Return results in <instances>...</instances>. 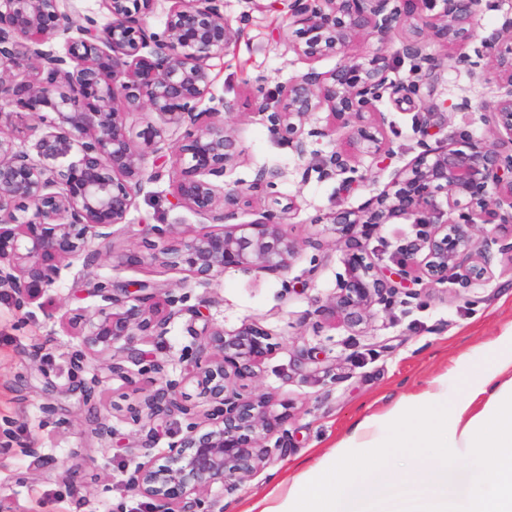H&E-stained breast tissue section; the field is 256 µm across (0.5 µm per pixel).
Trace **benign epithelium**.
Here are the masks:
<instances>
[{"label":"benign epithelium","instance_id":"7a95c632","mask_svg":"<svg viewBox=\"0 0 512 512\" xmlns=\"http://www.w3.org/2000/svg\"><path fill=\"white\" fill-rule=\"evenodd\" d=\"M77 0H0V102L15 108L12 134L0 135V293L22 309L60 276L63 262L83 258L93 265L112 238V226L125 223L144 183L159 177L148 159L161 151L164 132L151 124L131 134L126 115L147 109L169 125L191 126L171 152L177 203L205 217L190 237L171 227L148 229L162 241L151 255L207 285L226 271L282 274L297 254L298 242L284 229L288 207L268 211L251 223L238 221L249 195L274 185L279 173L256 171L246 184L224 182L240 157L235 136L221 115L226 100L208 110L199 105L211 93V61L224 56L237 31L224 15V0H168L160 31L143 16L158 0H101L110 20L92 17L78 24ZM498 8L495 0H290L291 48L314 62L339 57L336 68L293 76L278 85L277 102L256 115L302 158L314 139L336 136V149L318 168L324 179H365L358 158L383 151L384 121L354 124L365 113L381 114L384 97L402 95L426 102L423 87L438 79L442 58L429 51L437 43L446 58L480 83L494 73L496 99L480 107L495 134L489 145L464 140V148L426 141L430 122L415 124L422 151L394 179L391 189L365 206L319 215L343 254L345 273L332 298L316 301L325 319L341 316L359 331L376 304L394 302L408 280L435 289L452 274L463 288L489 274L493 246L512 253V242L475 237L480 224L512 228V14L500 27L480 35L478 16ZM407 27L411 36L390 51L393 36ZM66 36L65 52L46 48ZM373 48L356 58L357 40ZM413 62L405 80H394L396 63ZM30 62L22 77L19 62ZM326 109L328 128H306ZM37 114L47 127L35 144L37 154L62 164L49 167L15 148V134L27 131L24 117ZM381 224H413L415 238L397 246L402 256L397 278L359 254L360 237ZM101 305L82 334V360L112 354L111 375L131 381L125 363L154 374L138 422L182 416L184 429L170 442L164 462L152 458L127 473L126 489L151 501L153 512H214L205 493L214 487L233 492L273 452L284 455L280 435L289 413H275L266 393L244 396L235 388L254 377L270 355V335L255 323L227 331L204 324L203 343L187 359L182 376L171 379L159 364L146 363L137 336L163 338L185 311V297L159 298L147 283L132 287L97 283ZM192 387L194 394L186 392Z\"/></svg>","mask_w":512,"mask_h":512}]
</instances>
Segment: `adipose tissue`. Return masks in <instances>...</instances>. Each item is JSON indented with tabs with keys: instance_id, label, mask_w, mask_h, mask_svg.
<instances>
[{
	"instance_id": "obj_1",
	"label": "adipose tissue",
	"mask_w": 512,
	"mask_h": 512,
	"mask_svg": "<svg viewBox=\"0 0 512 512\" xmlns=\"http://www.w3.org/2000/svg\"><path fill=\"white\" fill-rule=\"evenodd\" d=\"M446 391L410 395L386 415L356 424L344 451L294 482L273 502H258L257 512H340L339 503L361 474L390 465L394 448H429L432 456L413 467L417 482L430 490L447 480L463 460L483 456L496 478L497 492L472 501L467 512H512V334L499 337L467 390L451 409L438 405ZM357 449L349 457V449Z\"/></svg>"
}]
</instances>
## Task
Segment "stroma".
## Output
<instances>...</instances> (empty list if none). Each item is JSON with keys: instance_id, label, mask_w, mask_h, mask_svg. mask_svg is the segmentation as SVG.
<instances>
[{"instance_id": "stroma-1", "label": "stroma", "mask_w": 512, "mask_h": 512, "mask_svg": "<svg viewBox=\"0 0 512 512\" xmlns=\"http://www.w3.org/2000/svg\"><path fill=\"white\" fill-rule=\"evenodd\" d=\"M262 4V10L252 12L246 0H224V14L239 25L240 33L224 57L212 62V92L237 107L225 121L242 157L226 173V182L251 181L260 167L283 172L271 189L240 210L239 219L252 222L275 205L295 202L286 229L300 249L290 270L257 277L230 271L201 285L188 273L159 263L120 264L123 253L147 252L146 229L171 224L189 234L204 222L202 216L175 205L168 178L171 165L166 162L161 177L137 194L126 222L113 226L112 249L95 265L72 260L59 279L21 311L10 296L0 294V424L11 421L18 441L42 450L38 458L13 451L0 457V512H151L150 501L127 494L122 482L136 463L161 457L184 422L175 415L154 424L134 423L128 409L140 406L142 394L118 379L110 380L108 392L83 401L82 383L95 373L107 377L112 361L103 356L94 372L73 364L83 322L100 303L91 293L96 282H149L161 292L185 297L186 313L174 320L164 338L136 343L150 359L164 363L173 378L181 374V357L199 342L194 332L203 323L195 319L194 309H202L228 330L257 322L270 332L271 354L258 375L237 381L236 389L291 403L282 426L290 448L284 455H273L235 493L212 488L208 499L221 512H250L265 497L286 492L358 422L385 415L402 397L427 389L434 380L447 378L449 394H456L473 357L512 331V255L500 252L494 253L487 278L470 289L451 282L404 303L374 306L362 331L341 322L326 323L316 315L315 299L329 298L345 270L334 236L316 223V216L360 208L388 188L420 152L413 132L420 110L389 99L382 103L393 153L381 161L362 158L359 170L367 175L366 184L344 187L339 180L320 179L317 168L335 149V138L321 139L305 157H297L255 119L257 91L275 94L289 77L312 66L332 70L337 60L326 57L312 66L301 60L288 47L283 21L287 0ZM246 11L251 17L240 23ZM260 76L265 79L261 86L255 83ZM497 94V80L471 83L463 68L448 61L430 102L454 103L465 95L477 106ZM431 122L441 141L464 131L477 140L493 139L474 115L448 109ZM414 233L409 224L380 225L364 238V252L378 265H394L397 245ZM103 422L112 435H97ZM363 480L371 493H352L347 512H400L419 495L411 479L393 481L379 469L365 473ZM494 487L485 459L473 456L451 468L447 484L434 495L454 507L479 494L492 495Z\"/></svg>"}]
</instances>
